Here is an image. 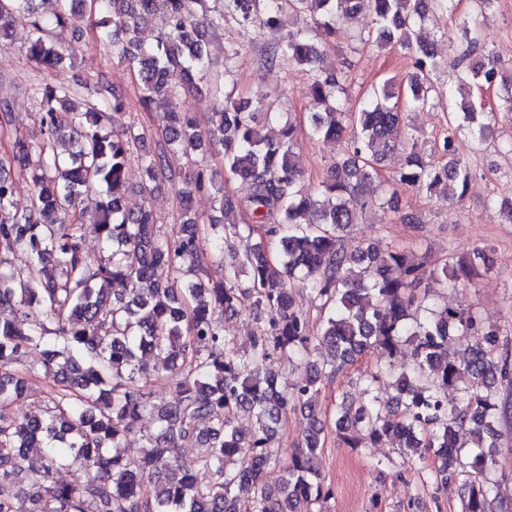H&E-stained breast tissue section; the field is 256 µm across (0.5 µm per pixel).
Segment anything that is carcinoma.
I'll list each match as a JSON object with an SVG mask.
<instances>
[{"label": "carcinoma", "mask_w": 512, "mask_h": 512, "mask_svg": "<svg viewBox=\"0 0 512 512\" xmlns=\"http://www.w3.org/2000/svg\"><path fill=\"white\" fill-rule=\"evenodd\" d=\"M205 2L56 0L46 17L37 0H0V37L25 25L28 56L47 72L74 60L56 31H76L83 20L98 18L113 54L137 67L140 102L159 108L164 124L163 139L147 149L135 128L106 126L99 105L118 109L124 101L104 77L94 85L97 103H85L83 111L70 85L39 81L31 91L47 141L36 149L18 135L8 159L0 158V171L8 164L19 168L31 195L27 211L14 210L19 184L0 174V512H319L316 505L333 491L319 471L326 422L314 402L369 353L377 360L361 378L367 398L336 402L337 440L348 448L391 441L407 461L432 458L427 478L457 480L462 512H501L496 496L505 474L498 473L495 454L512 406L497 394L512 385V353L478 313L415 294L424 283L457 288L490 275L492 249L477 248L428 270L413 250L364 243L347 252L341 246L362 214L399 211L400 186L462 200L473 169L456 155L455 138L467 129L479 146L495 141L494 110L461 97L434 147L441 160L411 138L403 167L392 182H379L378 166L395 149L405 112L432 107L435 42H419L405 92L386 79L355 107L348 106L318 44L336 40L341 22L367 9L374 30L356 40L408 46L429 10L452 13L456 0H293L305 23L288 30L279 0H224L240 22L277 34L270 63L310 67L308 96L321 108L311 114L312 136L345 143L329 178L312 192L303 186L293 122L261 100L210 83L206 39L193 27L190 8ZM157 16L163 27L147 40L142 34ZM456 37L475 56L458 63L459 89L499 85L506 93L497 111L512 112V68L486 51L468 21ZM176 76L182 88H204L217 99L206 125L174 105ZM138 145L144 147L138 156L143 198L166 183L181 199L172 237L160 234L149 207L131 211L124 204L127 166ZM202 149L223 154L224 177L247 183V196L233 201L206 169L175 166V157ZM96 189L104 199L94 225L110 254L94 259L80 246L78 203ZM208 189L224 212L222 225H212L220 229L216 237L251 219L242 251L231 257V279L209 273L207 264H221L223 257H204L189 205L193 193ZM47 211L63 217L38 219ZM256 224L264 232L255 239ZM18 252L30 260L26 277L1 271ZM295 281L320 302L322 327L315 336L291 287ZM245 307L257 330L251 347L240 352L215 315L235 316ZM404 344L411 346L412 364L397 369L393 358ZM33 349L42 350V367L24 370L23 358ZM285 351L301 357L300 373L281 385L267 362ZM144 354L152 356L154 369L142 363ZM164 373L178 388L171 405L155 403L148 388L151 376ZM30 377L56 386L43 416L9 413ZM384 378L394 390L392 404L376 394ZM297 410L298 443L282 458L270 442ZM147 414L156 415L158 432L133 464L120 450L121 439ZM184 447L197 450L193 461L182 459ZM29 448L44 449L39 461L29 458ZM66 461L85 470L86 486L57 480ZM198 469L210 472L207 483L198 481ZM25 471L29 508L13 485ZM245 485L253 496L243 500L237 490Z\"/></svg>", "instance_id": "obj_1"}]
</instances>
